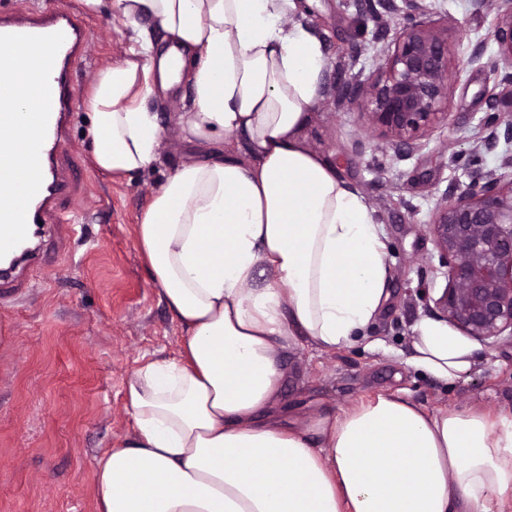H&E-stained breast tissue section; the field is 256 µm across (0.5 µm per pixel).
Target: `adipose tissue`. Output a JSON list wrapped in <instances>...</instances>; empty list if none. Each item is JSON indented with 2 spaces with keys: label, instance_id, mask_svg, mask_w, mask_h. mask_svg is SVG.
I'll list each match as a JSON object with an SVG mask.
<instances>
[{
  "label": "adipose tissue",
  "instance_id": "1",
  "mask_svg": "<svg viewBox=\"0 0 512 512\" xmlns=\"http://www.w3.org/2000/svg\"><path fill=\"white\" fill-rule=\"evenodd\" d=\"M105 3L127 48L89 95L96 167L155 169L153 105L184 82L178 123L199 156L169 173L136 226L184 339L178 357L127 380L136 431L96 462L99 512H512L510 417L394 394L338 415L281 413L288 347L355 345L390 298L373 209L301 137L330 65L298 19L304 4L85 0ZM407 362L446 385L478 364L438 323L418 327Z\"/></svg>",
  "mask_w": 512,
  "mask_h": 512
}]
</instances>
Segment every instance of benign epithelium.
Here are the masks:
<instances>
[{"mask_svg":"<svg viewBox=\"0 0 512 512\" xmlns=\"http://www.w3.org/2000/svg\"><path fill=\"white\" fill-rule=\"evenodd\" d=\"M475 5L496 13L493 39L509 69L504 88L489 94L487 145L501 137L512 142V0ZM365 11L376 21L385 11L399 23L372 73L336 81V95L408 155L434 130L450 125L451 69L480 63L484 47L477 44L467 60L459 59L449 39L457 22L446 14L433 18L423 0H365ZM428 228L448 275L435 300L438 313L482 342L506 331L512 337V156L494 170L474 168L463 188L448 187L435 202Z\"/></svg>","mask_w":512,"mask_h":512,"instance_id":"7a95c632","label":"benign epithelium"}]
</instances>
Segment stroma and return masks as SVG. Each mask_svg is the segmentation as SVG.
<instances>
[{
  "label": "stroma",
  "instance_id": "obj_1",
  "mask_svg": "<svg viewBox=\"0 0 512 512\" xmlns=\"http://www.w3.org/2000/svg\"><path fill=\"white\" fill-rule=\"evenodd\" d=\"M426 2L457 19L452 39L461 53L479 43L485 50L480 64L451 75V125L403 157L365 116L337 106L328 87L304 133L306 146L334 160L374 209L388 246L391 297L365 343L326 352L289 347L281 397L294 413L339 414L359 399L399 391L429 411L477 406L512 416V338L475 343L477 368L449 386L407 363L419 325L438 321L434 301L447 284L432 268L427 228L437 197L450 183L468 184L472 162L490 170L512 155V142L481 147L487 94L503 76L495 67L493 12L474 0ZM86 19L97 36L73 75L78 106L64 151L80 199L62 208L67 246L48 242L42 259L24 269L25 288L0 293V322L13 334L0 348V512H97L95 460L135 428L127 379L147 361L177 357L183 337L148 274L135 227L164 177L195 152L177 121L191 89L180 85L156 107L166 128L163 164L132 178L99 171L85 100L99 70L122 62L125 45L109 10ZM305 21L324 39L329 80L370 73L380 49L373 34L394 24L389 15L365 17L360 0H315Z\"/></svg>",
  "mask_w": 512,
  "mask_h": 512
}]
</instances>
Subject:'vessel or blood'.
Listing matches in <instances>:
<instances>
[{"label":"vessel or blood","mask_w":512,"mask_h":512,"mask_svg":"<svg viewBox=\"0 0 512 512\" xmlns=\"http://www.w3.org/2000/svg\"><path fill=\"white\" fill-rule=\"evenodd\" d=\"M91 40L85 17L72 9L48 5L0 14V255L12 254L33 237V227L51 223L62 202L79 191L66 172L61 145L67 116L76 108L74 66L83 60ZM55 47L47 65L28 70L12 51L17 47ZM38 97L41 110L28 111L25 102ZM37 130L25 142L26 130ZM27 172L35 186L33 204L17 210L9 187L17 170Z\"/></svg>","instance_id":"obj_1"}]
</instances>
